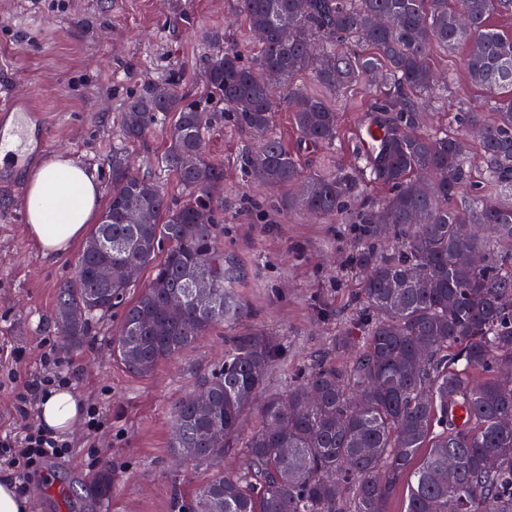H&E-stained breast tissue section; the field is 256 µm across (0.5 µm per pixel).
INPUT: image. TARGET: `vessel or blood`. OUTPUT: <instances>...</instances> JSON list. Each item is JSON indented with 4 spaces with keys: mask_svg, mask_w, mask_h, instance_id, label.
<instances>
[{
    "mask_svg": "<svg viewBox=\"0 0 512 512\" xmlns=\"http://www.w3.org/2000/svg\"><path fill=\"white\" fill-rule=\"evenodd\" d=\"M36 116L21 98L0 94V170L19 165L29 154V127Z\"/></svg>",
    "mask_w": 512,
    "mask_h": 512,
    "instance_id": "b4317fda",
    "label": "vessel or blood"
}]
</instances>
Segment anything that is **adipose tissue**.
I'll list each match as a JSON object with an SVG mask.
<instances>
[{
  "mask_svg": "<svg viewBox=\"0 0 512 512\" xmlns=\"http://www.w3.org/2000/svg\"><path fill=\"white\" fill-rule=\"evenodd\" d=\"M24 204L30 239L43 256L54 257L95 222L100 192L92 175L59 152L28 173ZM38 411L43 427L61 434L71 431L82 403L73 391L58 388L40 397Z\"/></svg>",
  "mask_w": 512,
  "mask_h": 512,
  "instance_id": "adipose-tissue-1",
  "label": "adipose tissue"
}]
</instances>
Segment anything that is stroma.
Masks as SVG:
<instances>
[{"instance_id": "35a3bbf8", "label": "stroma", "mask_w": 512, "mask_h": 512, "mask_svg": "<svg viewBox=\"0 0 512 512\" xmlns=\"http://www.w3.org/2000/svg\"><path fill=\"white\" fill-rule=\"evenodd\" d=\"M256 52L236 0H0V89L19 93L43 111L44 150L29 154L12 173L0 176V437L38 429L32 379L70 375L71 390L84 407L102 411L104 424L89 432L84 423L66 433L70 451L34 474L25 497L30 512H172L174 494L191 500L197 487L218 473L239 468L240 447L258 424L244 419L233 449L219 461L174 464L171 408L193 392L201 377L224 362V347L236 335L260 329L282 345L263 393H284L334 348L336 335L353 321L361 302L348 266L358 226L354 212L335 220L315 219L282 207L280 189L256 186L245 160L257 138L225 118L207 138L210 160L224 168L225 256L238 270L234 291L243 305L239 319L201 337L179 357L160 363L146 377L130 373L112 356L110 336L118 317L97 329L83 351L67 352L53 318L57 291L73 278L82 248L72 244L45 258L26 232V174L64 150L109 195L112 151L124 148L135 169L154 179L170 197L182 188L160 157L169 128L153 127L137 142L125 140L120 116L125 99L149 82L175 80L191 99L210 101L208 59L224 47ZM461 52L436 51L433 67L453 81L427 130H455L456 113L479 105L483 96L467 80ZM287 88L277 90L272 131L309 170L355 164V140L367 120L364 87L333 96L341 129L332 145L301 142L285 106ZM112 471V490L97 483L102 465Z\"/></svg>"}]
</instances>
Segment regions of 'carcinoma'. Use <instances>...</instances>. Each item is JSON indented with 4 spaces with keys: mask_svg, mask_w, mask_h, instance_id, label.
Returning <instances> with one entry per match:
<instances>
[{
    "mask_svg": "<svg viewBox=\"0 0 512 512\" xmlns=\"http://www.w3.org/2000/svg\"><path fill=\"white\" fill-rule=\"evenodd\" d=\"M237 5L260 35L258 52L251 65L232 47L211 57L209 92L261 138L246 162L256 182L303 185L282 204L335 218L360 203L350 265L363 275L362 307L336 337L349 361L324 357L287 393L268 395L262 425L242 448L246 467L201 485L174 512H390L399 491L402 512H512V378L502 376L512 368V77H504L512 72V31L492 24L512 14V0H471L465 19L453 0ZM376 14L389 17L388 27L370 26ZM437 48L464 50L463 71L485 101L458 115L453 136L409 135L434 91L448 89L429 65ZM268 70L283 84L309 73L322 89L288 94L293 125L311 145L338 138L340 115L327 95L366 85L369 111L388 118L371 120L383 131L379 149L358 168L301 167L271 133L274 91L260 77ZM121 120L130 142L170 123L161 163L185 197L171 204L160 185L135 172L124 149L112 150L105 220L80 251L74 279L58 290L55 326L79 352L93 326L122 308L112 353L147 376L241 312L232 291L236 266L220 246L224 169L205 153L206 135L224 113L204 111L173 85H147L128 99ZM474 167L482 179H472ZM370 186L388 195L378 202ZM133 197L154 208V223H133ZM463 224L483 232L464 237ZM109 258L114 267L154 268L134 300V284L96 277ZM194 271L212 282L210 310L189 295ZM175 298L183 312L170 321L164 308ZM279 352L280 342L261 330L233 337L224 363L200 382L209 407L192 396L174 404L175 451L200 460L223 454Z\"/></svg>",
    "mask_w": 512,
    "mask_h": 512,
    "instance_id": "1",
    "label": "carcinoma"
}]
</instances>
